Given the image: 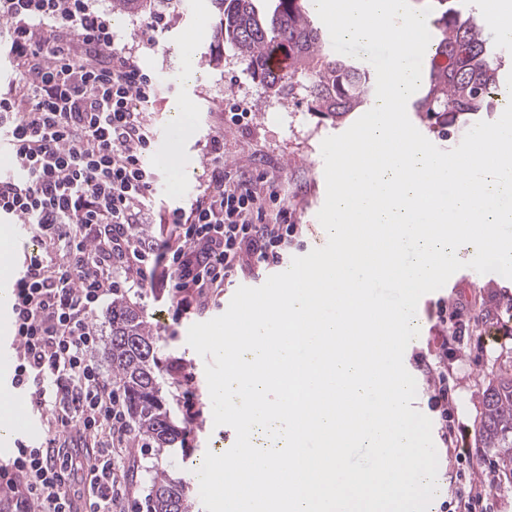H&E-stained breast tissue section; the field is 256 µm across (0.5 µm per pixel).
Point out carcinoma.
Listing matches in <instances>:
<instances>
[{"instance_id": "1", "label": "carcinoma", "mask_w": 512, "mask_h": 512, "mask_svg": "<svg viewBox=\"0 0 512 512\" xmlns=\"http://www.w3.org/2000/svg\"><path fill=\"white\" fill-rule=\"evenodd\" d=\"M432 25L439 42L435 56L444 63L425 71L424 88L414 111L442 138L455 133L452 119L494 111L500 84L501 56L484 29L465 18L447 0ZM220 34L235 49L252 76L277 99L294 94L300 84L323 116L338 121L363 109L370 101L373 74L362 64L336 61L324 50L325 39L309 0H215ZM279 51L288 68L270 66L268 55ZM112 335L107 356L112 378L122 389L138 440L161 451L174 448L181 431L170 419L157 381L155 336L134 305L112 301ZM476 440L512 483V368L484 393V412ZM188 486L165 469H156L147 512H192Z\"/></svg>"}]
</instances>
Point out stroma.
Here are the masks:
<instances>
[{
	"mask_svg": "<svg viewBox=\"0 0 512 512\" xmlns=\"http://www.w3.org/2000/svg\"><path fill=\"white\" fill-rule=\"evenodd\" d=\"M172 27L160 38L158 52L144 57L159 96L150 107L152 128H160L183 92H190L189 132L180 134L183 156L188 164L181 171L156 159L154 213L177 208L190 209L210 179V170L202 159L203 150L214 131L224 133L226 165L266 177L274 184L284 202L294 209L303 224L302 249L313 248L326 232L317 219L326 195L322 141L346 131L350 123L333 122L311 108L305 91L293 98L276 100L253 79L234 49L219 42L216 35V10L213 0H172ZM202 29L200 40L186 43L189 30ZM194 65L201 81L184 83L180 74L186 65ZM239 97L249 102L254 116L248 126H234L224 120L222 100ZM260 276H242L212 296L201 311L178 313L171 288L149 283L125 293L136 305L157 337L159 384L164 404L183 430V444L159 454L152 448H130L117 465L127 488L124 512H145L156 466H165L176 477L192 479L206 452L221 454L230 449L229 426H214L212 404L205 376V361L187 343L192 324L223 314L238 287H257ZM460 308L464 323L458 336L448 338V384L452 392L455 428L474 437L483 412V392L501 370L512 366V279L502 275H482L464 268L454 273L444 288L425 294L419 301L415 322L421 337L417 346L404 353V365L413 373L417 396L412 406L427 411L433 380L417 372L414 357L426 351L427 343L447 336L446 327L436 317V305ZM190 380L195 403L200 411L188 421L178 398V383ZM464 470L466 485L488 494L487 512H512V484L493 466L485 449L472 448L469 461L448 460L438 467L436 501L449 499L452 476Z\"/></svg>",
	"mask_w": 512,
	"mask_h": 512,
	"instance_id": "1",
	"label": "stroma"
}]
</instances>
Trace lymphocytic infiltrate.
<instances>
[{
  "instance_id": "lymphocytic-infiltrate-1",
  "label": "lymphocytic infiltrate",
  "mask_w": 512,
  "mask_h": 512,
  "mask_svg": "<svg viewBox=\"0 0 512 512\" xmlns=\"http://www.w3.org/2000/svg\"><path fill=\"white\" fill-rule=\"evenodd\" d=\"M167 9L144 20L120 45L108 13L93 0H0V25L11 32L18 82L0 90L19 180L0 179V216L37 227L38 248L16 281L14 380L36 411L58 408L63 443L18 446L0 466V499L9 512H112L121 494L115 460L128 441L125 402L95 358L99 304L126 285L170 282L182 305H203L243 273L282 262L302 234L274 185L224 163V134L205 156L211 178L190 210H173L165 236L137 235L147 223L155 182L145 104L157 85L141 59L157 51ZM419 371L437 376L430 398L445 425L443 442L468 455L451 416L448 355L438 340ZM82 470L87 491L63 487Z\"/></svg>"
}]
</instances>
